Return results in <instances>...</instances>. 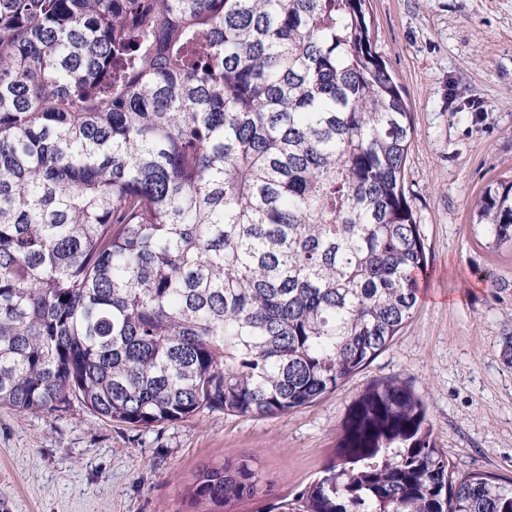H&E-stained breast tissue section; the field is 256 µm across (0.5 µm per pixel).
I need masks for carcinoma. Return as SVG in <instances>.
Instances as JSON below:
<instances>
[{"mask_svg":"<svg viewBox=\"0 0 512 512\" xmlns=\"http://www.w3.org/2000/svg\"><path fill=\"white\" fill-rule=\"evenodd\" d=\"M366 0H0V405L149 429L286 414L412 317L410 111ZM475 223L512 243V180ZM202 468L204 512L258 493ZM277 512H512L456 476L396 379Z\"/></svg>","mask_w":512,"mask_h":512,"instance_id":"cac0c4a2","label":"carcinoma"}]
</instances>
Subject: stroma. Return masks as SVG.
<instances>
[{
    "label": "stroma",
    "mask_w": 512,
    "mask_h": 512,
    "mask_svg": "<svg viewBox=\"0 0 512 512\" xmlns=\"http://www.w3.org/2000/svg\"><path fill=\"white\" fill-rule=\"evenodd\" d=\"M376 51L407 102L406 193L427 264L415 313L390 347L316 402L266 418L205 410L139 431L78 402L0 408V512H195L198 470L248 459L266 512L331 460L348 408L373 382L422 395L456 471L512 479V248L473 222L483 188L512 179V0H367Z\"/></svg>",
    "instance_id": "1"
}]
</instances>
